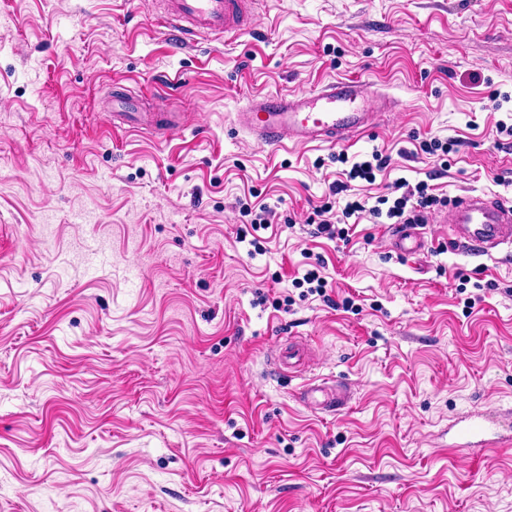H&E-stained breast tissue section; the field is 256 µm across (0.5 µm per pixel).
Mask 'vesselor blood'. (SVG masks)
Here are the masks:
<instances>
[{"label":"vessel or blood","mask_w":512,"mask_h":512,"mask_svg":"<svg viewBox=\"0 0 512 512\" xmlns=\"http://www.w3.org/2000/svg\"><path fill=\"white\" fill-rule=\"evenodd\" d=\"M255 0H168L167 22L181 35L247 31ZM394 101L369 92L359 81H330L300 94H272L247 102L235 114L236 125L256 143L277 147L351 142L375 125L377 114L393 111ZM459 246L492 254L512 248V206L485 195H462L449 215ZM393 246L403 255H420L425 242L412 225H400Z\"/></svg>","instance_id":"vessel-or-blood-1"}]
</instances>
